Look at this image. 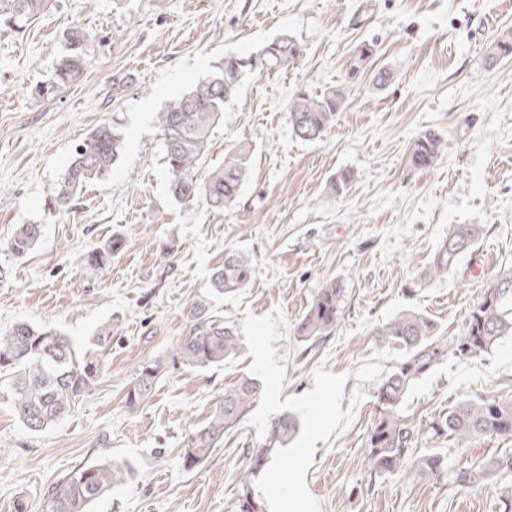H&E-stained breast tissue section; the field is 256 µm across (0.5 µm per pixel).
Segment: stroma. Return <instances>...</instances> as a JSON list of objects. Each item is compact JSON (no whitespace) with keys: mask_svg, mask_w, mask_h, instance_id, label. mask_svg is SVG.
<instances>
[{"mask_svg":"<svg viewBox=\"0 0 512 512\" xmlns=\"http://www.w3.org/2000/svg\"><path fill=\"white\" fill-rule=\"evenodd\" d=\"M0 0V330L25 321L89 343L111 324L106 368L74 409L33 433L0 402V512L17 496L40 503L65 473L109 460L133 474L93 512H236L256 427L241 423L198 467L185 468L191 433L219 404L226 385L248 373V353L224 365H171L193 325L190 305L209 290L226 250L248 258L246 288L213 298L225 321L281 309L291 328L276 341L287 356L283 396L313 387L317 367L346 375L342 406L365 399L350 424L317 442L306 474L320 512H501L512 471L470 488L402 473L371 475L366 436L380 414L378 383L353 373L386 343L377 329L413 309L453 337L500 270L512 268V59L486 66L500 30L512 29L507 0H54L16 30ZM83 28L88 57L80 82L38 96L69 54L66 32ZM290 35L305 47L288 68L248 74L211 138L206 167L239 144L252 149L251 175L236 202L214 210L175 201L155 115L210 74L224 55L248 57ZM378 46L376 66L393 73L384 89L353 84L321 141L294 137L288 103L298 88L322 92L343 80L352 49ZM127 78L121 94L112 83ZM119 128L124 148L112 168L86 184L68 209L55 207L75 146L100 124ZM446 141L428 169L409 149L426 129ZM355 179L328 190L337 171ZM41 236L21 260L6 244L18 225ZM452 224H480L484 235L457 270L418 286ZM124 250L102 274L83 257L113 236ZM344 287L335 331L318 344L293 333L319 288ZM169 362L137 412L124 392L141 365ZM512 399V336L470 358L455 353L419 377L400 417L417 431V450L440 453L449 469L512 457V435L478 436L458 447L433 436L434 415L475 396Z\"/></svg>","mask_w":512,"mask_h":512,"instance_id":"1","label":"stroma"}]
</instances>
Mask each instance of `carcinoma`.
<instances>
[{"label":"carcinoma","instance_id":"cac0c4a2","mask_svg":"<svg viewBox=\"0 0 512 512\" xmlns=\"http://www.w3.org/2000/svg\"><path fill=\"white\" fill-rule=\"evenodd\" d=\"M50 0H11L10 22L23 28L47 10ZM73 53L63 59L55 82L38 90L48 96L60 85L80 80L86 63V36L82 28L67 34ZM303 55V46L284 35L266 45L260 55L243 58L227 55L215 70L165 110L157 113L158 130L165 146V159L172 175L170 190L175 200L184 204L202 202L214 209H224L238 198L249 177L248 151L232 148L224 156V164L206 175L200 174L215 128L224 116V105L232 100L243 77L251 69L271 71L286 66ZM376 55L374 44L361 43L348 61L344 83L328 87L319 94L305 89L294 92L288 105V123L295 137L317 142L333 122L346 101L345 86L368 72ZM512 58V29L499 32L489 47L486 64ZM370 73V72H368ZM392 72L380 67L370 73L372 86L386 87ZM442 137L426 130L413 141L409 159L416 168L433 165L440 156ZM123 150V136L115 126H98L72 156L64 181L54 196L55 205L69 208L80 197L86 183L100 178L112 167ZM483 234L479 224H450L430 265L419 275V282L449 275L469 253ZM40 227L22 224L7 245L17 258H23L37 243ZM125 241L114 237L88 251L84 257L85 272L100 274L112 264V258L123 251ZM253 269L246 259L229 251L224 267L211 278L214 294L230 293L247 286ZM344 288L332 280L317 292L305 315L297 323L296 335L303 341L317 342L330 335L338 323ZM194 320L192 332L176 347V360L191 368L218 366L240 354L243 343L231 325L220 321L210 311L209 297L191 305ZM113 334L105 326L96 333L97 349H88L66 334L27 322H18L0 332V401L7 402L21 423L32 432H40L56 423L70 411L75 401L90 392L105 369L99 348ZM376 335L389 344L405 349L407 356L385 378L377 399L383 414L372 425L365 441V459L372 473L382 476L408 472L418 478H440L451 474L452 480L466 487H477L485 478L512 469V458L489 457L474 468H458L448 472V464L438 452H414L415 430L400 418L399 407L421 375L437 364L453 348L462 356L475 357L487 352L500 338L512 336V269H503L484 290L480 301L470 310L464 332L453 339L442 335L437 324L426 315L408 310L377 329ZM166 363L149 360L138 370L124 393V404L130 411L140 408L153 394ZM263 386L256 378L245 376L224 389V398L208 421L196 428L183 455L188 469L202 464L224 435L239 424L259 400ZM429 429L434 436H449L463 447L479 435L512 434V400L475 397L456 402L448 410L434 416ZM297 431L296 419L284 415L272 425L265 445L251 455L248 475L241 484L238 512H264L262 500L250 489V475L268 463L270 451L284 447ZM131 470L125 461H109L84 465L59 479L43 500L41 512H88V508L112 488L123 482Z\"/></svg>","mask_w":512,"mask_h":512}]
</instances>
